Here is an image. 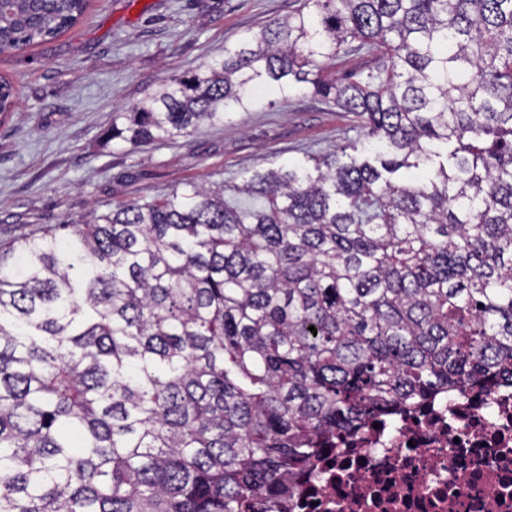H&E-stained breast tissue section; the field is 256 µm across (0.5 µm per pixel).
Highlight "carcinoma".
<instances>
[{
  "mask_svg": "<svg viewBox=\"0 0 512 512\" xmlns=\"http://www.w3.org/2000/svg\"><path fill=\"white\" fill-rule=\"evenodd\" d=\"M86 4L0 0V51ZM260 85L357 138L0 245V512H280L336 432L512 385V0H301L110 139L190 137Z\"/></svg>",
  "mask_w": 512,
  "mask_h": 512,
  "instance_id": "obj_1",
  "label": "carcinoma"
}]
</instances>
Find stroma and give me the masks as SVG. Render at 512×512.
Returning <instances> with one entry per match:
<instances>
[{"instance_id":"35a3bbf8","label":"stroma","mask_w":512,"mask_h":512,"mask_svg":"<svg viewBox=\"0 0 512 512\" xmlns=\"http://www.w3.org/2000/svg\"><path fill=\"white\" fill-rule=\"evenodd\" d=\"M300 0H87L56 37L0 53L17 108L0 113V244L90 208L161 196L183 183L243 174L346 143L356 118L301 92L268 87L249 111L187 138L136 148L107 137L112 114L160 79L293 13Z\"/></svg>"}]
</instances>
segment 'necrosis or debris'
<instances>
[{
	"label": "necrosis or debris",
	"mask_w": 512,
	"mask_h": 512,
	"mask_svg": "<svg viewBox=\"0 0 512 512\" xmlns=\"http://www.w3.org/2000/svg\"><path fill=\"white\" fill-rule=\"evenodd\" d=\"M316 466L286 512H512V387L409 405Z\"/></svg>",
	"instance_id": "1"
}]
</instances>
